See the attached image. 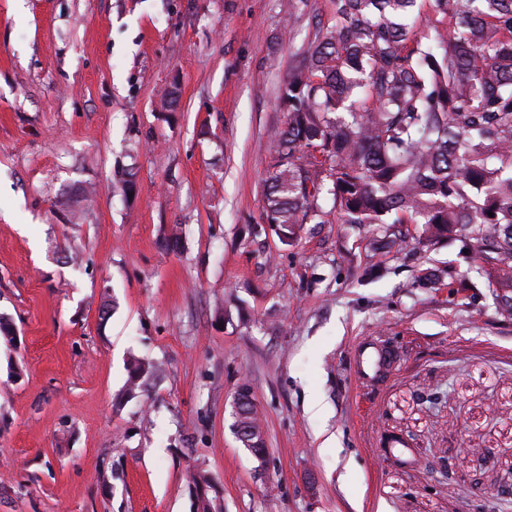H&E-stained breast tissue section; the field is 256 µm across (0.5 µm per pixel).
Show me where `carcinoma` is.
Listing matches in <instances>:
<instances>
[{"label": "carcinoma", "mask_w": 512, "mask_h": 512, "mask_svg": "<svg viewBox=\"0 0 512 512\" xmlns=\"http://www.w3.org/2000/svg\"><path fill=\"white\" fill-rule=\"evenodd\" d=\"M418 2L334 0L280 93L262 223L288 248L334 213L377 226L385 254L458 232L487 286L512 288V0H429L425 44ZM236 403L243 444L265 447L248 384Z\"/></svg>", "instance_id": "1"}]
</instances>
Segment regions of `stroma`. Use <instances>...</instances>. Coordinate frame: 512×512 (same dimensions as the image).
Returning a JSON list of instances; mask_svg holds the SVG:
<instances>
[{"label": "stroma", "instance_id": "1", "mask_svg": "<svg viewBox=\"0 0 512 512\" xmlns=\"http://www.w3.org/2000/svg\"><path fill=\"white\" fill-rule=\"evenodd\" d=\"M333 12L0 0V512H196L193 470L224 512H512V314L467 240L379 258L366 226L285 250L259 226L280 89ZM364 337L403 354L370 391ZM235 399L238 405L237 424L245 438V441L242 440L243 444L251 448H264L263 428L258 419L250 386L242 384Z\"/></svg>", "mask_w": 512, "mask_h": 512}]
</instances>
